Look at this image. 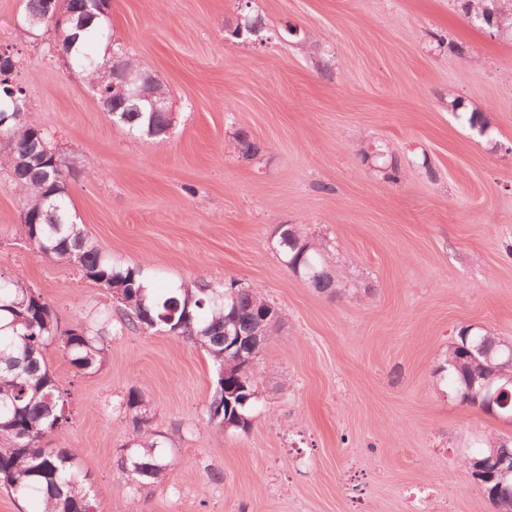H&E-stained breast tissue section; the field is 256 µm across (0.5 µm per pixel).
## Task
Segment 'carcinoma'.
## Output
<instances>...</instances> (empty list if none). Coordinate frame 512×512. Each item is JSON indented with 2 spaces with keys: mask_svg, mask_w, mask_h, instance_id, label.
I'll return each mask as SVG.
<instances>
[{
  "mask_svg": "<svg viewBox=\"0 0 512 512\" xmlns=\"http://www.w3.org/2000/svg\"><path fill=\"white\" fill-rule=\"evenodd\" d=\"M465 13L487 16L497 12L508 15V0H464ZM85 8L84 0H24L19 32L31 39L52 31L73 45L71 68L87 82L100 72L113 68L112 56L104 53L105 25L109 16L101 14L95 22L75 29V21ZM0 61V167L10 171L23 192V235L34 254L44 261L62 262L78 267L83 278L94 283L104 300L92 323L79 322L80 334L59 326L54 313L37 290L27 284L21 272L0 275V437L10 442L0 448V486L22 499H34L40 512H89L91 489L74 469L75 453L66 448H45L43 440L68 420L67 400L50 373L46 350L56 344L79 371H98L106 362L100 339L112 325V303L120 306L123 330L154 333L174 331L200 344L212 361L214 391L206 407L207 423L224 429L225 417L232 428L242 431L250 426V411L255 399L243 401L238 391H255V371L247 360L259 359L261 351H244V360L224 359V328L238 329L242 341L261 321L268 300L258 290L234 282H196L177 288L153 289L144 293L141 266H122L112 262L98 247L87 242L78 216L68 202L66 187L75 176L63 165L54 170L33 161L25 170L18 169L30 155L34 137L43 138L53 147L52 137L28 112L24 90L10 75L18 63L8 50ZM119 125L149 139H164L169 119L162 112L133 111L124 106L116 117ZM326 244L302 236L288 227L274 240V249L285 266L319 292L336 293L337 276L325 262ZM482 346L485 355L469 359V350ZM442 370L448 386L461 402L476 405L470 384L484 376L512 371V359L505 354L503 340L491 331L463 327L448 346ZM125 419L136 436L153 430L156 414L144 395L135 389L124 398ZM495 456L496 464L512 466V443L499 438L487 441L485 452L467 457V463ZM168 464L162 442L152 440L135 446L120 456V468L136 491H144L161 481Z\"/></svg>",
  "mask_w": 512,
  "mask_h": 512,
  "instance_id": "cac0c4a2",
  "label": "carcinoma"
}]
</instances>
